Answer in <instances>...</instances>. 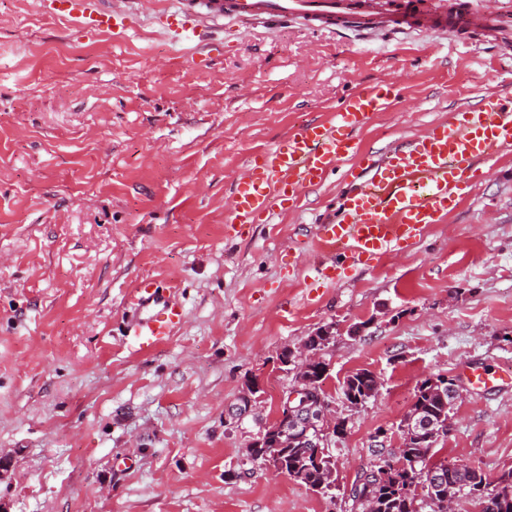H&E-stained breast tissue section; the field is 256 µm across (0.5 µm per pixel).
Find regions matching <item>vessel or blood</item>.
I'll use <instances>...</instances> for the list:
<instances>
[{"mask_svg":"<svg viewBox=\"0 0 512 512\" xmlns=\"http://www.w3.org/2000/svg\"><path fill=\"white\" fill-rule=\"evenodd\" d=\"M135 0H55L57 17L89 32L126 29ZM491 0H163L156 17L170 39L195 51L210 49L213 26L242 23L299 24L319 30L358 31L371 36L391 31L436 32L468 39L481 33L488 42L512 35V11ZM399 95L395 83L367 85L349 96L330 119L291 130L255 155L229 189L227 236L239 227L267 223L306 191L320 187L340 161L360 155L341 197L339 218L319 224L314 239L323 254H340L364 264L421 240L487 176L497 159L512 152V94H487L458 108L447 121L395 143L378 154L360 153L356 134L370 118L389 111ZM128 334L136 351L171 336L184 320L175 289L144 282L134 289ZM462 378L476 389L512 386V370L464 366Z\"/></svg>","mask_w":512,"mask_h":512,"instance_id":"vessel-or-blood-1","label":"vessel or blood"}]
</instances>
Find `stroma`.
<instances>
[{
	"label": "stroma",
	"mask_w": 512,
	"mask_h": 512,
	"mask_svg": "<svg viewBox=\"0 0 512 512\" xmlns=\"http://www.w3.org/2000/svg\"><path fill=\"white\" fill-rule=\"evenodd\" d=\"M401 101L358 133L380 152L512 89V54L448 37L344 41L266 24L215 28L193 58L141 5L120 35L0 0V512H353L344 495L379 430L398 447L417 385L462 365L512 367V154L410 248L315 279L316 224L355 165L225 238L249 156L351 90L392 77ZM177 288L185 319L155 348L126 334L142 281ZM323 389L347 422L327 497L243 464L293 385L278 357L319 329ZM378 396L352 408L345 378ZM262 399L229 417L246 380ZM439 459L512 468V390L462 386ZM374 375L373 372L366 369L358 370L349 375L342 388L344 399L351 403L361 401L363 405L370 399L375 398L379 393L381 383L377 384ZM350 405L354 408L360 406V404Z\"/></svg>",
	"instance_id": "obj_1"
}]
</instances>
